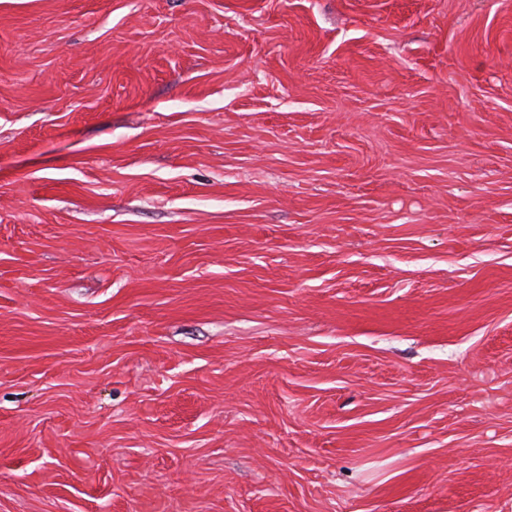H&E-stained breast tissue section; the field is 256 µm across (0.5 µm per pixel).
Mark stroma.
Returning a JSON list of instances; mask_svg holds the SVG:
<instances>
[{"mask_svg":"<svg viewBox=\"0 0 512 512\" xmlns=\"http://www.w3.org/2000/svg\"><path fill=\"white\" fill-rule=\"evenodd\" d=\"M0 512H512V0H0Z\"/></svg>","mask_w":512,"mask_h":512,"instance_id":"35a3bbf8","label":"stroma"}]
</instances>
